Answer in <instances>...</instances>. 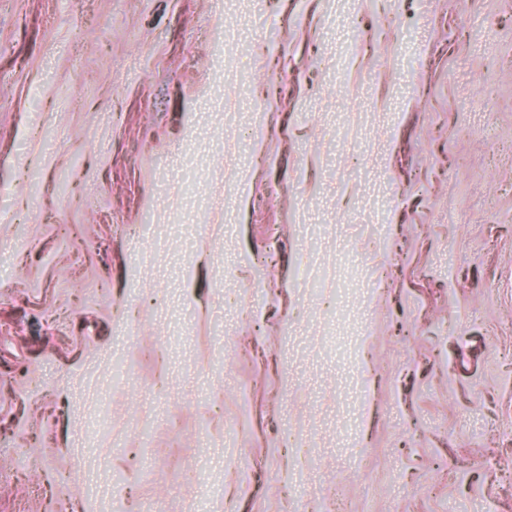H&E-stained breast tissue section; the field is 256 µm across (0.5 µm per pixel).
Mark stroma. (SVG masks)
<instances>
[{"instance_id":"obj_1","label":"stroma","mask_w":512,"mask_h":512,"mask_svg":"<svg viewBox=\"0 0 512 512\" xmlns=\"http://www.w3.org/2000/svg\"><path fill=\"white\" fill-rule=\"evenodd\" d=\"M1 251L0 512H512V0H0Z\"/></svg>"}]
</instances>
